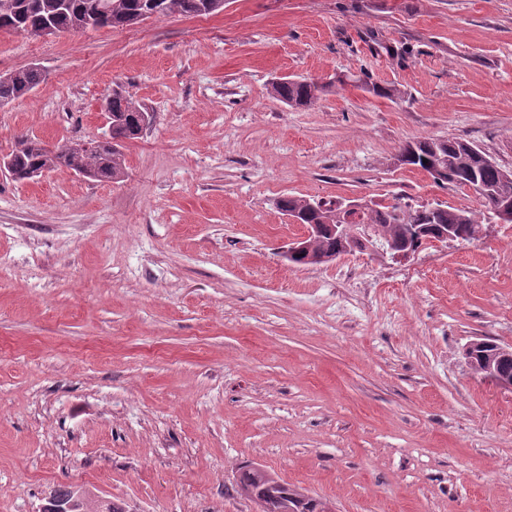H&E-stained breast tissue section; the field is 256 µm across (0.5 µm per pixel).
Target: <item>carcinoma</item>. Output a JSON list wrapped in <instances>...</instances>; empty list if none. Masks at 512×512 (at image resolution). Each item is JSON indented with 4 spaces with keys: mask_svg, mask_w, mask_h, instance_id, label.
Returning <instances> with one entry per match:
<instances>
[{
    "mask_svg": "<svg viewBox=\"0 0 512 512\" xmlns=\"http://www.w3.org/2000/svg\"><path fill=\"white\" fill-rule=\"evenodd\" d=\"M25 0H0V30L14 31L15 24L22 21L36 26L50 19L54 20L64 33H78L90 29L123 28L140 22L142 13L149 11L152 17L168 16L178 13L196 17L207 12L209 0H104L106 8L98 13L95 21L83 24L81 20L91 11L92 0H35L37 6L27 9ZM42 79L38 68L19 71L15 76L0 80V100L14 101L29 93ZM330 85L300 77L290 79L275 89L274 99L290 107H309L314 105ZM112 110V138L122 142L140 137V127L135 115L145 111L133 97L121 86L112 89L110 101ZM484 151L478 146L458 138H422L406 142L399 155L408 156L406 164L423 172H430L435 165L444 168L443 177L433 178L440 186L465 187V182L474 177L485 186L499 191V198L512 199V176L493 160L482 161ZM12 158L9 174L13 179L22 181L30 178L32 171L44 167H66L73 169L81 166L86 169L85 177L93 180H109L113 176L114 160L111 147L102 145L97 151L76 155L69 153L63 145L51 153L36 139L25 138L9 154ZM428 163H423V160ZM498 198L484 202L485 211L477 214L466 209L447 207L440 210L437 221L440 224H454L455 242L470 243L477 239L480 228L489 224L493 218L492 206ZM426 207L413 208L396 202L377 209L368 208L357 220L359 224H380L391 235H397L401 224H424L422 211ZM505 345L489 340H478L469 344L464 353L470 367L491 366L502 377L512 378V352L504 351ZM248 481L255 488L265 492L268 469L261 466H247L242 469L235 483V492H240V482ZM50 495L70 505V512H126L118 501L96 498L81 487L72 485L58 486ZM324 502L307 495L303 489L292 488V496L283 497L273 503L271 512H323Z\"/></svg>",
    "mask_w": 512,
    "mask_h": 512,
    "instance_id": "1",
    "label": "carcinoma"
}]
</instances>
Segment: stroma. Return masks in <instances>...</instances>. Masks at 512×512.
Segmentation results:
<instances>
[{"label": "stroma", "instance_id": "stroma-1", "mask_svg": "<svg viewBox=\"0 0 512 512\" xmlns=\"http://www.w3.org/2000/svg\"><path fill=\"white\" fill-rule=\"evenodd\" d=\"M0 156L107 135L115 85L155 115L124 175L0 170V512L77 485L128 512H255L260 465L336 512H512V392L463 357L512 346V223L396 263L300 266L283 196L480 211L398 165L460 138L512 171V0H224L52 40L0 32ZM355 75L316 104L280 75ZM393 87L372 95L365 83ZM11 75L12 73L0 77L5 79ZM42 75L39 68H32L21 70L14 77L7 80H0V100L14 101L23 97L40 83ZM332 84H321L314 78L298 77V79H288L279 86L274 88L277 95L272 97L289 107H309L314 105L323 94L329 91ZM271 470H268L261 466H246L242 469V471L239 474V478L236 480L234 490L237 494H240V496H247V493H241L240 491V482H243L244 480L248 481L250 484H252L256 489H259L263 492L269 491L268 488H265L271 480H269L268 474L266 472H269Z\"/></svg>", "mask_w": 512, "mask_h": 512}]
</instances>
